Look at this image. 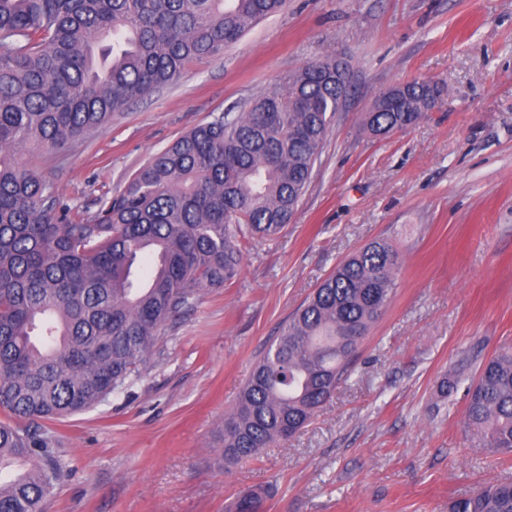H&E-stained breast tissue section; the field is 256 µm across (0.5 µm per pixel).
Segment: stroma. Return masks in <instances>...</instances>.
Masks as SVG:
<instances>
[{
  "label": "stroma",
  "instance_id": "obj_1",
  "mask_svg": "<svg viewBox=\"0 0 512 512\" xmlns=\"http://www.w3.org/2000/svg\"><path fill=\"white\" fill-rule=\"evenodd\" d=\"M347 64L350 92L310 182L273 239L241 243L237 276L167 322L164 351L126 391L40 421L68 469L49 512H448L512 456L486 454L441 381L472 353L512 351V0H288L217 57L61 150L25 149L75 219L154 153L304 64ZM443 93L406 131L362 120L389 88ZM400 255L392 300L349 380L301 432L225 469L224 414L267 345L336 265L375 240Z\"/></svg>",
  "mask_w": 512,
  "mask_h": 512
}]
</instances>
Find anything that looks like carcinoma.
Instances as JSON below:
<instances>
[{"label":"carcinoma","mask_w":512,"mask_h":512,"mask_svg":"<svg viewBox=\"0 0 512 512\" xmlns=\"http://www.w3.org/2000/svg\"><path fill=\"white\" fill-rule=\"evenodd\" d=\"M286 0H0V512H48L66 466L35 422L86 411L124 392L150 362L168 320L238 272L241 240L291 220L351 82L311 62L153 154L91 218L74 221L46 177L17 151L62 148L130 102L217 57ZM443 88L386 91L364 116L372 133L403 131ZM153 259L148 277L134 267ZM399 253L374 241L343 259L281 328L224 414V469L285 441L346 382L385 313ZM470 358L440 384L463 391L480 447L512 453V351ZM256 492L231 512H262ZM449 512H512V484L485 482Z\"/></svg>","instance_id":"1"}]
</instances>
